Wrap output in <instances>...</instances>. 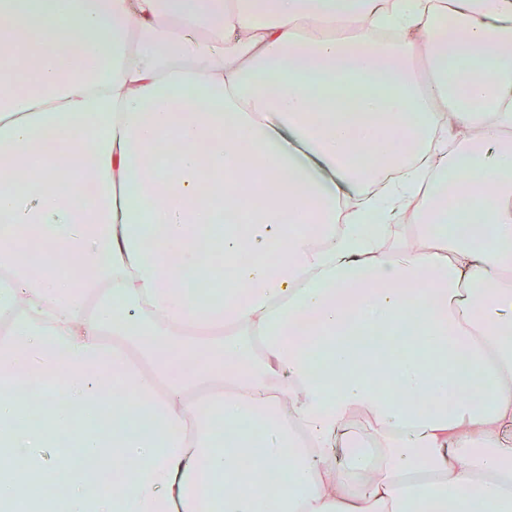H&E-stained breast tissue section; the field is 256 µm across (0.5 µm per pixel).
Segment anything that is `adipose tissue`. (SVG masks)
<instances>
[{
	"mask_svg": "<svg viewBox=\"0 0 512 512\" xmlns=\"http://www.w3.org/2000/svg\"><path fill=\"white\" fill-rule=\"evenodd\" d=\"M0 163V376L65 353L64 396L112 414L108 443L51 402L17 429L1 393L0 454L28 456L0 512L512 502V0H0ZM205 253L224 303L189 287ZM47 448L119 451L111 496L88 469L51 494ZM200 415L202 421L206 424L208 431L216 444L223 445L224 439L217 435V424L224 420V414L218 406L213 404L211 401L205 399L202 400L200 406ZM218 433L224 438V422H220L218 426Z\"/></svg>",
	"mask_w": 512,
	"mask_h": 512,
	"instance_id": "obj_1",
	"label": "adipose tissue"
}]
</instances>
